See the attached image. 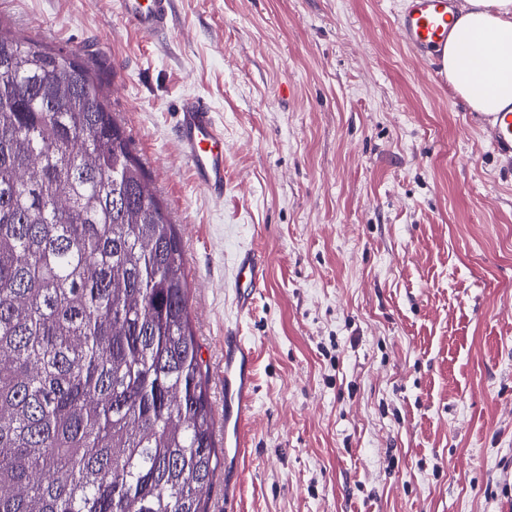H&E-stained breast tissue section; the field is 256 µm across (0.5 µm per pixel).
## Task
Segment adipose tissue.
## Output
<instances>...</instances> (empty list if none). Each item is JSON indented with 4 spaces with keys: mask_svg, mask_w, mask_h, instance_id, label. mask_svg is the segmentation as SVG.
<instances>
[{
    "mask_svg": "<svg viewBox=\"0 0 512 512\" xmlns=\"http://www.w3.org/2000/svg\"><path fill=\"white\" fill-rule=\"evenodd\" d=\"M442 59L456 93L474 112L512 105V0H469Z\"/></svg>",
    "mask_w": 512,
    "mask_h": 512,
    "instance_id": "obj_1",
    "label": "adipose tissue"
}]
</instances>
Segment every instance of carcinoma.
I'll return each mask as SVG.
<instances>
[{
	"instance_id": "carcinoma-1",
	"label": "carcinoma",
	"mask_w": 512,
	"mask_h": 512,
	"mask_svg": "<svg viewBox=\"0 0 512 512\" xmlns=\"http://www.w3.org/2000/svg\"><path fill=\"white\" fill-rule=\"evenodd\" d=\"M188 302L91 67L0 25V512H208Z\"/></svg>"
}]
</instances>
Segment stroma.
<instances>
[{"label":"stroma","instance_id":"obj_1","mask_svg":"<svg viewBox=\"0 0 512 512\" xmlns=\"http://www.w3.org/2000/svg\"><path fill=\"white\" fill-rule=\"evenodd\" d=\"M403 4L175 0L152 38L116 0H0L90 65L179 226L216 444L225 334L254 351L241 477L208 512H512V154L411 57ZM187 95L224 126L223 198L178 150ZM238 271L239 308L245 311L256 290L265 283V260L254 251H243L238 256Z\"/></svg>","mask_w":512,"mask_h":512}]
</instances>
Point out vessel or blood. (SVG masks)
<instances>
[{"mask_svg": "<svg viewBox=\"0 0 512 512\" xmlns=\"http://www.w3.org/2000/svg\"><path fill=\"white\" fill-rule=\"evenodd\" d=\"M463 0H410L394 17V26L408 51L422 61L443 57ZM174 0H119L122 18L137 32L159 37L172 22ZM176 142L188 160L196 186L213 197L224 195V129L202 98L182 99ZM484 133L497 151L512 152V108L487 116ZM240 309L265 283V261L251 250L238 256ZM224 457L238 459L245 442V422L256 391L254 357L241 337H224Z\"/></svg>", "mask_w": 512, "mask_h": 512, "instance_id": "1", "label": "vessel or blood"}]
</instances>
